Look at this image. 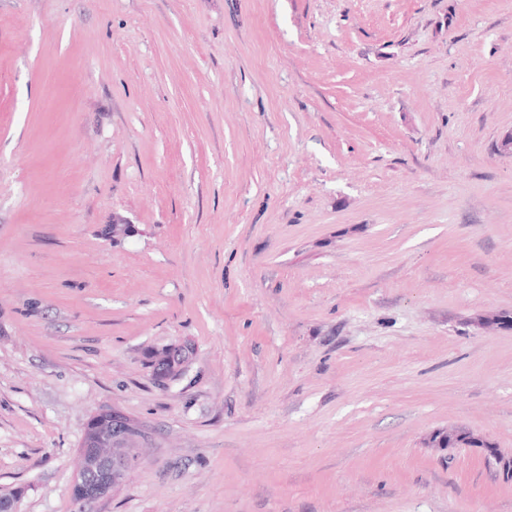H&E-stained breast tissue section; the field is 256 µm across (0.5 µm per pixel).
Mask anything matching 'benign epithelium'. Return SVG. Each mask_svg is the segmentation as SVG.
Segmentation results:
<instances>
[{"instance_id": "benign-epithelium-1", "label": "benign epithelium", "mask_w": 512, "mask_h": 512, "mask_svg": "<svg viewBox=\"0 0 512 512\" xmlns=\"http://www.w3.org/2000/svg\"><path fill=\"white\" fill-rule=\"evenodd\" d=\"M108 417L107 411L95 413L84 432L72 480L73 500L79 506H92L108 498L125 481L136 462L129 449L145 437L138 426L132 433L117 426L104 428Z\"/></svg>"}]
</instances>
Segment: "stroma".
Instances as JSON below:
<instances>
[{"mask_svg":"<svg viewBox=\"0 0 512 512\" xmlns=\"http://www.w3.org/2000/svg\"><path fill=\"white\" fill-rule=\"evenodd\" d=\"M511 135L512 0H0V488L512 512ZM110 416L99 411L87 423L72 480L73 500L79 506H92L108 498L125 481L136 462L127 448H134L145 437L138 426L133 433L113 425L112 430L104 428V420Z\"/></svg>","mask_w":512,"mask_h":512,"instance_id":"1","label":"stroma"}]
</instances>
